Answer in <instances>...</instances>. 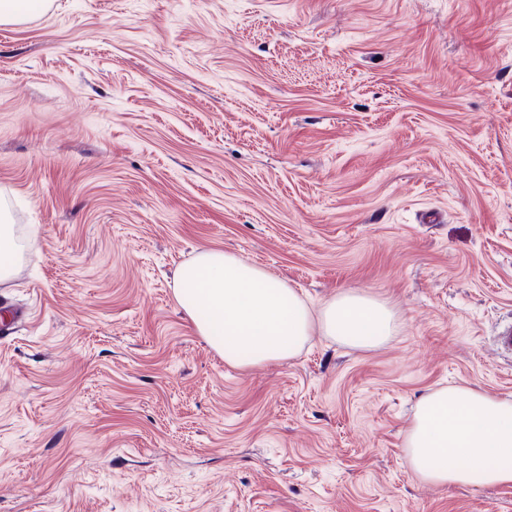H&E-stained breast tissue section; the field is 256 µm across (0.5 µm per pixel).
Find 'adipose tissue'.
I'll list each match as a JSON object with an SVG mask.
<instances>
[{"label":"adipose tissue","mask_w":512,"mask_h":512,"mask_svg":"<svg viewBox=\"0 0 512 512\" xmlns=\"http://www.w3.org/2000/svg\"><path fill=\"white\" fill-rule=\"evenodd\" d=\"M176 298L197 332L238 367L293 359L316 332L374 349L396 331V313L380 299L348 291L315 311L262 268L218 250L200 251L182 266ZM403 449L427 484H512V401L473 388L432 390L416 404Z\"/></svg>","instance_id":"ef3b65f1"}]
</instances>
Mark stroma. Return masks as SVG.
<instances>
[{
    "mask_svg": "<svg viewBox=\"0 0 512 512\" xmlns=\"http://www.w3.org/2000/svg\"><path fill=\"white\" fill-rule=\"evenodd\" d=\"M0 512H512L421 482L419 397L512 399V0H53L0 25ZM204 249L399 329L241 368ZM0 223V274L2 275L6 273L13 264L16 254V245L11 231L9 217L3 212V209H1Z\"/></svg>",
    "mask_w": 512,
    "mask_h": 512,
    "instance_id": "stroma-1",
    "label": "stroma"
}]
</instances>
